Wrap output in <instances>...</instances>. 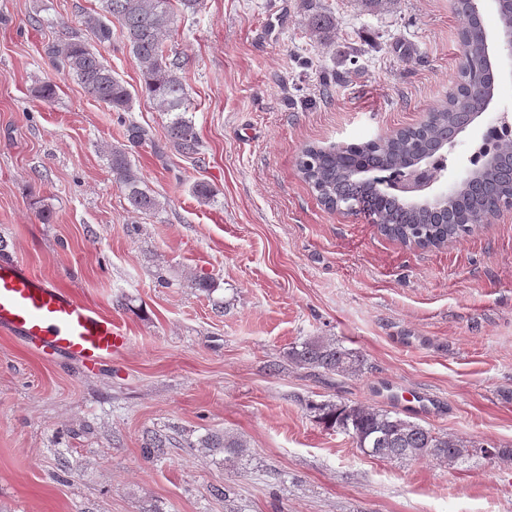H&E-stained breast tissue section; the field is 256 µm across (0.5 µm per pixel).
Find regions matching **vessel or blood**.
Wrapping results in <instances>:
<instances>
[{"instance_id": "1", "label": "vessel or blood", "mask_w": 512, "mask_h": 512, "mask_svg": "<svg viewBox=\"0 0 512 512\" xmlns=\"http://www.w3.org/2000/svg\"><path fill=\"white\" fill-rule=\"evenodd\" d=\"M0 330L39 351L74 357L90 369L111 362L130 343L125 328L110 315L14 260L0 261Z\"/></svg>"}]
</instances>
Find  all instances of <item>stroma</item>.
Wrapping results in <instances>:
<instances>
[{"mask_svg": "<svg viewBox=\"0 0 512 512\" xmlns=\"http://www.w3.org/2000/svg\"><path fill=\"white\" fill-rule=\"evenodd\" d=\"M100 8L0 0V259L130 336L89 370L0 331V512H512V460L383 461L307 409L362 403L512 448V212L442 248L406 246L328 209L297 166L307 145L379 141L447 100L464 27L452 0H205L169 43L202 142L192 158L155 152L167 118L120 39L99 51L152 143L128 142L116 113L54 69L60 27ZM313 11L335 19L331 42L309 35ZM502 112L505 58L453 159ZM118 144L156 213L132 212L114 183ZM313 336L359 355L361 372L291 362ZM224 432L246 444L236 463L202 447Z\"/></svg>", "mask_w": 512, "mask_h": 512, "instance_id": "35a3bbf8", "label": "stroma"}]
</instances>
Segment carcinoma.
Masks as SVG:
<instances>
[{"instance_id":"carcinoma-1","label":"carcinoma","mask_w":512,"mask_h":512,"mask_svg":"<svg viewBox=\"0 0 512 512\" xmlns=\"http://www.w3.org/2000/svg\"><path fill=\"white\" fill-rule=\"evenodd\" d=\"M456 11L465 21L467 43L459 65V97L451 105L435 109L433 120L423 127L392 136L380 143L362 146H311L303 151L299 168L304 180L325 203L355 202L373 216L381 231L405 245L440 248L471 234L476 213L500 197L512 195V140L482 148L471 172L495 192H483L464 184L438 207H412L390 188L355 174L398 173L419 153L443 148L448 125L463 123L467 114L482 109L495 87V74L488 59L478 51L477 35L484 30L482 15L471 0H456ZM175 13L172 0H102V12L84 17L85 33L70 31L61 41L47 48L53 66L75 76L85 91L110 111L131 109L133 95L126 84L97 51L112 41L113 28L140 68V90L154 108L167 116L166 137L171 147L184 157L200 153L201 143L192 119L187 117L190 95L181 71L183 62L170 56L167 41L172 37ZM336 28L332 17L314 13L308 20L311 36L331 40ZM108 164L116 185L124 192L133 211L154 212L159 201L134 168L128 152L114 147ZM289 358L297 364L336 373L361 371L358 355L334 341L319 336L293 346ZM316 417L328 427L349 435L356 447L389 461L430 460L450 465L477 457L475 448L484 444L459 437L440 435L396 412L367 405L323 403L314 407ZM203 448L224 454L231 461L243 453L242 440L234 435L215 434L203 441Z\"/></svg>"}]
</instances>
